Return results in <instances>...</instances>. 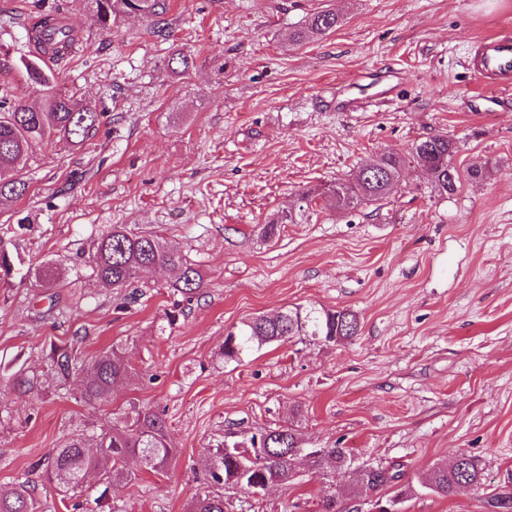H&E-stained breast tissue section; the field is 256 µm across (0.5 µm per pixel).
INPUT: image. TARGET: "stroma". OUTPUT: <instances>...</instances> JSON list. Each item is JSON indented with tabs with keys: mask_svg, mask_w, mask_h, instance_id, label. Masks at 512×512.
Masks as SVG:
<instances>
[{
	"mask_svg": "<svg viewBox=\"0 0 512 512\" xmlns=\"http://www.w3.org/2000/svg\"><path fill=\"white\" fill-rule=\"evenodd\" d=\"M169 2L162 39L137 16L101 30L88 0H0L9 100H39L19 59L31 22L53 14L80 35L58 83L104 114L83 148L37 147L28 195L0 206L25 275L0 286V487L28 483L40 512H90L105 489L117 512H187L227 433L289 426L304 447L400 464L406 485L474 456L483 490L402 507L484 512L486 493L512 483V99L472 111L482 88L464 62L478 38L512 29V0ZM321 11L341 24L289 42ZM176 47L194 61L183 75ZM432 135L456 145L454 193L408 165L380 207L331 206L330 185ZM475 163L483 179L468 176ZM305 192L303 217L266 239L262 225ZM115 224L185 251L201 288L174 292L162 268L142 274L134 303L101 288L89 252ZM47 262L62 270L51 289L34 278ZM296 305L350 310L360 331L220 357L243 319ZM54 344L86 359L115 349L132 380L110 405L86 403L75 380L54 378ZM18 371L38 387L18 393ZM141 407L163 415L177 450L164 471L132 459L130 480L108 487L94 473L63 496L36 468L76 431L96 438ZM295 473L257 496L225 488L224 512H323L331 496L344 512V480L300 459Z\"/></svg>",
	"mask_w": 512,
	"mask_h": 512,
	"instance_id": "35a3bbf8",
	"label": "stroma"
}]
</instances>
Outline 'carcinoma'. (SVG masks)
Listing matches in <instances>:
<instances>
[{
	"mask_svg": "<svg viewBox=\"0 0 512 512\" xmlns=\"http://www.w3.org/2000/svg\"><path fill=\"white\" fill-rule=\"evenodd\" d=\"M98 25L112 30V19L122 14H135L149 22L158 37L166 36L169 10L167 0H90ZM341 19L332 12H321L311 19L308 32L322 36L333 31ZM78 38L74 30L62 22L41 27L29 36V55L20 58L28 79L40 88L41 101L35 106L0 101V205L22 199L28 192L23 170L33 149L41 144L64 142L79 149L93 137L100 124L101 113L87 103L74 99V94L58 87L54 66L71 53ZM455 144L445 135L427 137L415 144L412 162L429 175L435 190L451 194L460 182L452 164ZM406 160L401 156L383 155L362 167L352 179L336 183L329 189V198L338 209L349 210L362 203L382 202L398 181ZM303 210V206H298ZM296 210V211H298ZM296 211L290 209L262 228L272 238L278 225L295 223ZM12 243L0 238V282L15 273ZM157 266L176 272L175 291L195 293L201 287L203 275L188 255L169 248L153 233H133L122 224L99 239L92 257V271L98 283L112 290L132 285L137 276ZM60 279L58 266L39 269L36 282L42 288H52ZM360 324L349 310H328L314 306H295L274 315L260 314L243 320L224 337L221 355L226 361L240 362L253 350H259L292 338L317 343H341L358 335ZM49 359L55 371L64 378H79L82 398L91 404L112 402L117 385L129 380L131 369L122 356L113 350L85 360L73 346H51ZM299 451V440L291 428H276L247 440L222 442L213 449L210 459L209 483L213 486L238 487L249 494L260 491L269 483L285 484L294 478L292 461ZM165 419L149 408L138 411L134 418L112 424L101 432L95 443L77 435L61 448L38 461L45 467L49 481L56 483L61 493L82 486L85 475L96 470L109 484L129 477L126 460L137 457L143 467L159 473L176 456ZM312 466L334 463L341 476L351 475L353 486L361 491L372 488L384 501H392L413 493L412 487L390 492L402 478L400 465H355L348 448H314L306 453ZM479 489L485 485L481 464L462 453L451 465L435 464L420 488L439 497H450L462 485ZM486 512H512V488L502 487L484 499ZM0 512H37L36 501L27 485L0 488ZM189 512H224V495L206 491L190 504Z\"/></svg>",
	"mask_w": 512,
	"mask_h": 512,
	"instance_id": "obj_1",
	"label": "carcinoma"
}]
</instances>
